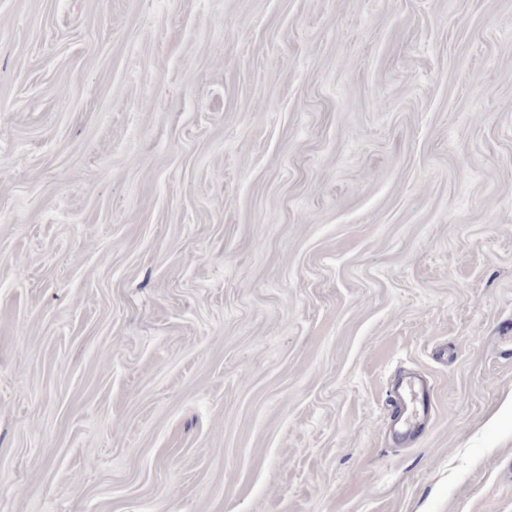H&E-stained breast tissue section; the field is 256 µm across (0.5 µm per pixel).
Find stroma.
Masks as SVG:
<instances>
[{
  "label": "stroma",
  "mask_w": 512,
  "mask_h": 512,
  "mask_svg": "<svg viewBox=\"0 0 512 512\" xmlns=\"http://www.w3.org/2000/svg\"><path fill=\"white\" fill-rule=\"evenodd\" d=\"M510 321L512 0H0V512H512ZM433 396L426 379L414 373L399 374L389 393L387 429L397 446L422 437L431 423Z\"/></svg>",
  "instance_id": "35a3bbf8"
}]
</instances>
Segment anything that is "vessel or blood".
I'll return each mask as SVG.
<instances>
[{"label": "vessel or blood", "mask_w": 512, "mask_h": 512, "mask_svg": "<svg viewBox=\"0 0 512 512\" xmlns=\"http://www.w3.org/2000/svg\"><path fill=\"white\" fill-rule=\"evenodd\" d=\"M432 414L433 396L426 379L414 373L398 375L389 393L390 440L398 446L415 442L426 433Z\"/></svg>", "instance_id": "1"}]
</instances>
